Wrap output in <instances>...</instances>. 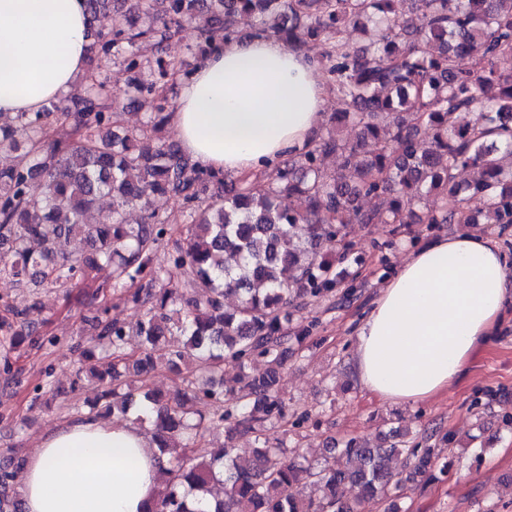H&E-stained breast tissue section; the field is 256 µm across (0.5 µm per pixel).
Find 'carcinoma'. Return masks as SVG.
I'll return each instance as SVG.
<instances>
[{"label":"carcinoma","instance_id":"cac0c4a2","mask_svg":"<svg viewBox=\"0 0 512 512\" xmlns=\"http://www.w3.org/2000/svg\"><path fill=\"white\" fill-rule=\"evenodd\" d=\"M160 26L138 29L125 0H86L89 24L102 14L112 30L90 52L102 60L123 57L133 74L129 104L154 109L151 130H114L116 103L103 81L89 78L39 112L0 116V152L29 146L28 158L0 167V276L31 277L65 287L96 265L112 268V287L147 283L128 294L146 308L130 329L98 315L92 322L106 344V373L86 356V372L108 384L112 398L98 415L152 408L160 455L169 456L164 492L155 512H365L369 503L398 512L405 483L431 469L433 453L391 428L372 443L351 437L329 449L322 462L298 461L265 437L283 416L278 383L288 343H303L315 323H293L297 300L325 297L345 282L340 266L361 263L348 237L351 224H512V0H421L414 18L401 20L397 0H160ZM206 16L200 57L236 36V18L252 16L255 33L290 44L321 39L320 64L343 110L329 118L325 135L276 165L277 182L262 175L228 179L189 164L165 135L174 112L168 79H187L194 68L157 61V77L139 78L144 63L137 42L162 43L172 27ZM369 35L357 47L348 29ZM469 63L462 67L458 58ZM72 137L53 139L56 114ZM336 156L327 168L326 156ZM467 172L465 180L456 172ZM219 189L203 202L209 184ZM182 197L190 224L174 240L165 266L151 264L153 248L168 234L169 218L152 209V197ZM440 205L420 219L416 209L431 195ZM368 198L387 206L367 207ZM105 201L112 222L89 224ZM142 214L131 224L127 214ZM84 237L95 252L69 263L62 243ZM237 303L229 309L225 296ZM139 338L140 357L124 351ZM256 357L262 374L249 372ZM190 377L174 398L135 392L154 359ZM237 366L224 377V361ZM212 403L205 418L199 405ZM225 427L253 439L252 455L226 443L200 446L204 429ZM18 471L0 473V502L18 507L8 491ZM347 483L360 487L353 501L339 496Z\"/></svg>","mask_w":512,"mask_h":512}]
</instances>
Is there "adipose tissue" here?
Instances as JSON below:
<instances>
[{"label": "adipose tissue", "mask_w": 512, "mask_h": 512, "mask_svg": "<svg viewBox=\"0 0 512 512\" xmlns=\"http://www.w3.org/2000/svg\"><path fill=\"white\" fill-rule=\"evenodd\" d=\"M85 0H0V114L40 111L87 69ZM319 64L275 36L216 44L181 80L170 116L195 166L249 175L309 145L324 120ZM512 307V267L497 241L432 238L381 289L356 333L361 384L414 406L462 378ZM152 436L132 420L72 421L22 469V512H150L162 489Z\"/></svg>", "instance_id": "ef3b65f1"}]
</instances>
